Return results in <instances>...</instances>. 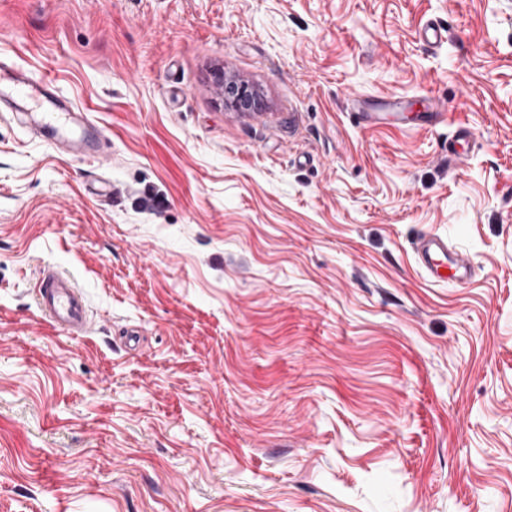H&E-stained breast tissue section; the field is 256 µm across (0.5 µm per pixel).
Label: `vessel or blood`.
<instances>
[{
  "mask_svg": "<svg viewBox=\"0 0 512 512\" xmlns=\"http://www.w3.org/2000/svg\"><path fill=\"white\" fill-rule=\"evenodd\" d=\"M0 82L21 91L27 102L40 108L37 132L47 144L74 158L92 155L95 137L82 133L60 140L62 131L78 123L81 110L72 100L54 93L50 78L33 76L27 70L0 61ZM412 250L419 269L431 283H464L475 273L471 257L442 236H420L413 242ZM35 298L41 312L68 335L79 337L88 331V306L70 276L53 266H45L40 272Z\"/></svg>",
  "mask_w": 512,
  "mask_h": 512,
  "instance_id": "obj_1",
  "label": "vessel or blood"
}]
</instances>
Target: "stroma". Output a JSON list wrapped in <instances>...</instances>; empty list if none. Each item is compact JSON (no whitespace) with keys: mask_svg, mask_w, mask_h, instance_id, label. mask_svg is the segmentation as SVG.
Here are the masks:
<instances>
[{"mask_svg":"<svg viewBox=\"0 0 512 512\" xmlns=\"http://www.w3.org/2000/svg\"><path fill=\"white\" fill-rule=\"evenodd\" d=\"M0 56L111 143L0 103V512H512V0H0ZM426 94L425 130L351 111ZM2 81L6 87L21 91L28 103L41 109L36 131L47 144L74 158L92 156L96 138L86 133L73 135L61 143L60 133L77 124L82 113L72 100L53 92L54 84L50 78L35 77L27 70L1 60L0 85ZM214 79L222 102L224 99H232L240 111H251L260 106L258 95L249 84L224 79V72L221 71L215 73ZM412 250L419 269L431 283H464L475 273L471 257L440 235L420 236L412 243ZM35 298L41 312L69 336H83L88 331V306L70 276L51 265L45 266L40 272Z\"/></svg>","mask_w":512,"mask_h":512,"instance_id":"35a3bbf8","label":"stroma"}]
</instances>
